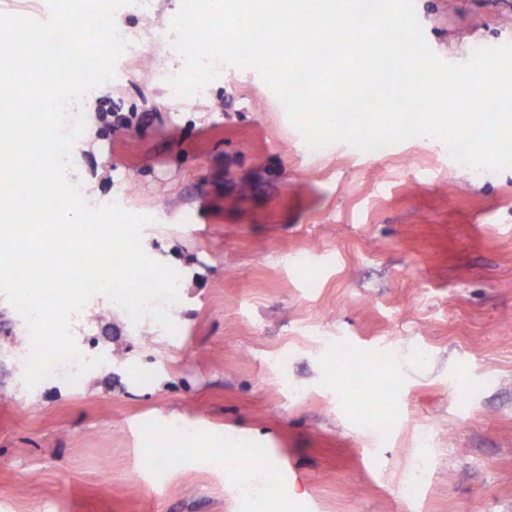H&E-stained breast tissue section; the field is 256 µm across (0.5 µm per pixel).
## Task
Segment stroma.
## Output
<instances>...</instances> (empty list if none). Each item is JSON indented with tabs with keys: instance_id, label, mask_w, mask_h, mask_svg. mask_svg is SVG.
<instances>
[{
	"instance_id": "stroma-1",
	"label": "stroma",
	"mask_w": 512,
	"mask_h": 512,
	"mask_svg": "<svg viewBox=\"0 0 512 512\" xmlns=\"http://www.w3.org/2000/svg\"><path fill=\"white\" fill-rule=\"evenodd\" d=\"M180 4L117 10L128 47L84 97L97 132L69 175L151 216L177 332L94 296L71 327L102 364L29 388L0 296V512H253L272 478L285 512H512V168L438 139L311 151L252 68L173 97ZM414 6L446 62L512 44V0ZM358 363L364 389L403 394L383 424L340 386Z\"/></svg>"
}]
</instances>
